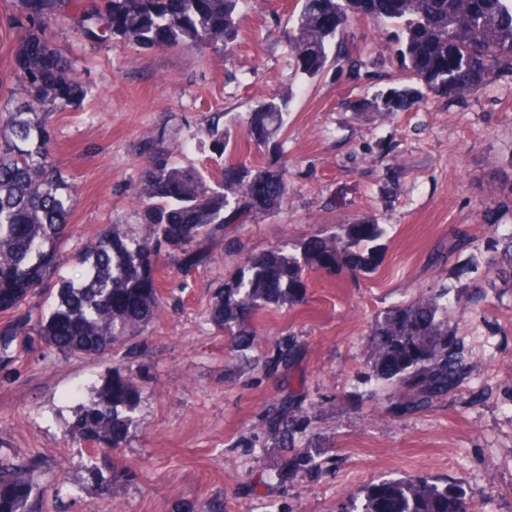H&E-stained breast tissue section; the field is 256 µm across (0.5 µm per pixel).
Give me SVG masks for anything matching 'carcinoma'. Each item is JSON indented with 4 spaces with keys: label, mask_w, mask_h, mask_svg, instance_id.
<instances>
[{
    "label": "carcinoma",
    "mask_w": 512,
    "mask_h": 512,
    "mask_svg": "<svg viewBox=\"0 0 512 512\" xmlns=\"http://www.w3.org/2000/svg\"><path fill=\"white\" fill-rule=\"evenodd\" d=\"M17 26L19 89L0 110V312H18L0 329V365L16 360L17 348L36 345L65 357L101 356L144 330L160 301V256L184 271L206 257L209 242L229 224H248L261 214L279 213L288 194V167L281 163L254 169L238 162L236 182L221 180L219 169L208 180L196 168L174 160V148L162 135L144 142L148 155L140 167L136 198L139 226L134 233L112 224L83 244L73 258L82 269L78 282L59 278L53 305L45 312L20 309L58 274L61 247L73 236L68 215L76 187L51 153L48 116L65 112L85 94L73 66L47 34L65 0H19ZM241 0H99L83 15L81 34L98 42L119 39L152 48L159 41L232 55L239 35ZM292 15L297 70L314 77L330 66L361 77L362 61L345 48L343 33L352 19L371 21L379 32L396 33L383 47L397 55L409 81L377 89L351 101L356 118L382 121L421 105L432 96L466 100L478 89L512 74V0H299ZM288 116V100L271 98L257 105L242 135L259 148L277 145ZM210 118L209 148L229 154L231 133ZM259 180L265 193L254 198L248 182ZM383 225L358 218L316 236L300 254L271 247L244 258L240 271L224 281L209 317L231 337V351L254 346V316L302 299L304 273L330 266L365 272L371 243ZM494 277L512 285V233L493 260ZM371 335L380 346L368 377L386 385L377 404L407 412L427 410L455 391L470 372V356L448 337V289L443 288L386 310ZM298 350L294 339L279 343L264 361L268 370L290 364ZM141 395L132 378L117 371L97 397L82 404L67 435L96 454L119 447L137 426ZM312 424L302 395L288 392L272 400L261 415V428L246 440L250 448L272 441L290 455L288 467L308 472L320 467V454L302 441ZM37 461L0 452V512H41ZM342 512H470L465 494L422 478L384 479L353 498Z\"/></svg>",
    "instance_id": "carcinoma-1"
}]
</instances>
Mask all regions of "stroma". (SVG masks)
<instances>
[{
	"mask_svg": "<svg viewBox=\"0 0 512 512\" xmlns=\"http://www.w3.org/2000/svg\"><path fill=\"white\" fill-rule=\"evenodd\" d=\"M88 5L71 0L50 25L88 89L51 117L52 153L77 189L64 254L106 226L138 223L133 191L147 137L165 134L181 144V164L215 170L207 128L216 112L237 135L234 160L260 168L287 158L288 195L284 212L226 227L198 268L163 261L155 319L112 353L66 359L36 348L0 369V447L39 462L43 512H197L215 496L224 512H264L271 499L293 512H341L369 485L403 476L461 489L473 512H512V287L488 285V261L512 231V77L462 102L432 98L387 121L358 120L345 104L367 95V80L297 70L296 0H248L228 60L186 46L76 39ZM18 17L17 0H0V106L17 82ZM272 96L287 99L288 122L277 147L260 149L241 131ZM358 217L387 229L370 271L308 273L302 301L255 319L251 367L228 357L229 339L208 312L245 254L277 244L296 252ZM230 238L237 247H226ZM440 288L471 375L433 408L381 416L364 377L371 327L391 306ZM289 336L300 343L296 363L266 373L262 361ZM116 370L141 389L138 424L93 459L66 430ZM286 387L315 404L325 464L284 478L280 449L256 454L244 441ZM93 465L119 473L118 498L100 494ZM249 469L269 481L245 478Z\"/></svg>",
	"mask_w": 512,
	"mask_h": 512,
	"instance_id": "35a3bbf8",
	"label": "stroma"
}]
</instances>
